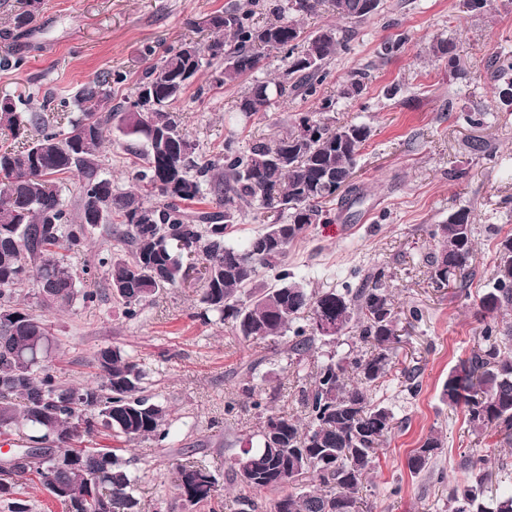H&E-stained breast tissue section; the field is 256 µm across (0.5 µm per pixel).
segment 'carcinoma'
<instances>
[{
  "label": "carcinoma",
  "mask_w": 512,
  "mask_h": 512,
  "mask_svg": "<svg viewBox=\"0 0 512 512\" xmlns=\"http://www.w3.org/2000/svg\"><path fill=\"white\" fill-rule=\"evenodd\" d=\"M258 0H247L213 16L215 36L205 52L189 54L188 44L164 49L159 62L137 80L131 112L112 104V71L104 70L79 89V115L49 126L35 112H19L0 100V130L27 139L21 150L0 149V435L20 429L39 453L0 464V499L10 512H29L17 498L20 479L41 477L65 512H140L135 479L113 448H84L94 433L107 432L125 443L171 438L166 409L142 395L145 371L118 347H102L93 359L95 380L65 387L51 364L53 338L46 320L21 302L22 288L35 290L37 305L48 310L71 303L77 294L69 257L82 253L99 226L120 224L116 234L130 246L129 256L102 257L108 287L136 318L144 302L163 288H176L188 276L183 258L203 255L205 286L200 303L246 340L283 336L288 358L301 362L317 340L350 335L369 346L365 353L330 355L300 390L306 416L268 413L261 387L247 382L242 391L265 414L255 438L233 457V481L239 512H257L256 496L287 486L293 492L271 500L269 512H364L359 489L374 469L377 451L394 429L393 410L373 401L370 390L386 374L397 340V312L379 270L358 288L310 292L284 269L288 248L310 225L330 216L327 205L359 200L357 187L342 192L332 185L353 172L370 137L363 123L336 125L319 113L299 118L296 128L273 143L242 152L224 144L220 162H203L196 145L179 129L172 105L205 67L217 66L219 85L238 83L260 68L265 53L279 51L288 60L293 87L307 93L327 77L326 65L344 47L333 27L307 35L296 19L323 4L337 17L361 22L371 18L361 0H286L275 23L251 20ZM40 0H17L13 28L25 32ZM454 43L438 39L434 55L457 67ZM498 92L512 91V54L491 58ZM285 92L280 82L255 79L238 110L247 116L267 111ZM123 135L126 150L141 160L137 190L118 192L99 160L107 126ZM36 135L28 137L30 129ZM81 175L75 208L61 198L58 176ZM209 194L216 210L189 213L185 204ZM260 206L277 218L242 244L227 240L247 207ZM437 240L431 279L463 293L469 286L473 258L474 217L468 206L448 214L430 230ZM275 272V283L259 281L260 271ZM485 318L480 345L448 374L442 400L463 407L472 434L498 427L512 436V322L497 315L512 308V236L497 246L494 282L479 299ZM309 326L293 327L298 320ZM335 326L328 334L323 324ZM443 448L431 433L407 459L410 473L430 468ZM486 475L455 486L448 512H512V492L486 494ZM178 496L190 506L220 495L217 481L202 464L179 468Z\"/></svg>",
  "instance_id": "carcinoma-1"
}]
</instances>
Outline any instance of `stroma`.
I'll return each instance as SVG.
<instances>
[{"label":"stroma","instance_id":"35a3bbf8","mask_svg":"<svg viewBox=\"0 0 512 512\" xmlns=\"http://www.w3.org/2000/svg\"><path fill=\"white\" fill-rule=\"evenodd\" d=\"M239 2L41 0L35 22L20 36L11 23L16 0H0V98L52 122L73 115L75 93L109 69L119 77L113 102L133 100L137 79L165 47L207 45L210 18ZM301 24L308 34L333 25L347 39L315 93L287 91L268 111L248 118L237 110L246 83L219 87L207 73L174 104V116L206 161L222 159L228 140L245 150L285 137L299 114L318 111L327 99L335 102L329 117L336 123L370 127L354 177L361 203L333 204L332 223L304 231L290 245L286 267L316 291L355 289L368 274L385 272L402 336L371 395L392 407L396 425L362 496L369 512H446L449 489L473 478L458 466L469 448L486 451L483 471L492 488L512 487V442L495 428L475 439L463 409L441 400L451 369L480 344L479 298L492 285L498 242L512 235V112L501 110L494 96L497 77L488 66L496 52H512V0H493L482 13L467 10L464 0H382L379 13L361 23L336 19L324 7ZM399 37L406 40L401 51L387 54L386 43ZM437 37L455 44L465 78L432 53ZM19 55L26 58L24 66H4V59ZM359 73L365 76L362 92L347 95ZM465 112L483 113V124L468 125L461 118ZM110 137L102 169L115 189H133V157L118 131ZM476 137L490 142L493 158L470 151ZM463 205L472 208L475 228L473 276L464 297L437 287L429 266L436 251L430 230ZM107 253L125 258L129 248L102 226L88 249L70 259L78 288L101 291V299L90 305L76 299L48 316L51 358L61 382L85 383L101 347L116 346L133 357L147 373L148 394L168 407L173 432L166 445L146 440L122 453L139 478L143 512H210L206 505H185L177 495V469L189 454L216 476L221 512H237L230 460L260 426L243 384L252 375L262 378L270 411L304 417L302 380L313 377L331 353L355 347V340L317 343L301 365L291 364L284 339L246 342L230 326L204 321L198 280L161 290L138 318L129 319L107 293L103 274L84 272ZM413 368L415 392L407 380ZM431 433L444 441L435 470L412 476L406 461Z\"/></svg>","mask_w":512,"mask_h":512}]
</instances>
